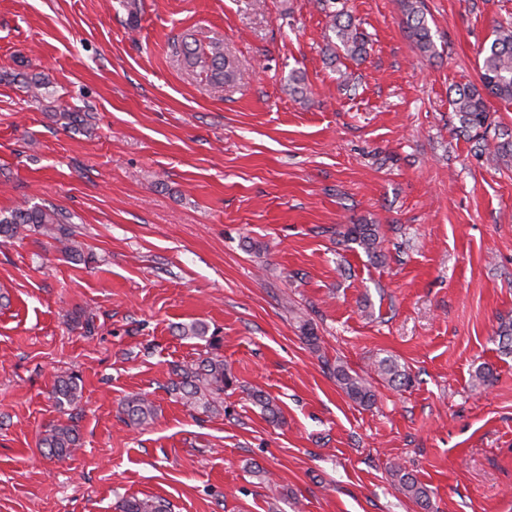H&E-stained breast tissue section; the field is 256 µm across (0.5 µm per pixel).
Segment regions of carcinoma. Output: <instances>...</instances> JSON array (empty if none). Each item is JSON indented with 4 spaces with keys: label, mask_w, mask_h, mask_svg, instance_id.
Here are the masks:
<instances>
[{
    "label": "carcinoma",
    "mask_w": 512,
    "mask_h": 512,
    "mask_svg": "<svg viewBox=\"0 0 512 512\" xmlns=\"http://www.w3.org/2000/svg\"><path fill=\"white\" fill-rule=\"evenodd\" d=\"M329 8V28L337 40V47L345 55L355 58L365 52L366 42L359 28L350 15L333 8V0H322ZM406 24L419 50L429 56L436 55L422 0H403ZM183 55L191 63L210 71L212 78L220 83L232 82L237 77L234 60L224 51V44L216 41L202 48L189 43L183 45ZM496 97L505 102H512V25L498 24L493 31V39L482 50L480 66V85L468 86L455 92L451 104L457 112L462 128L474 132L473 150L479 155L485 154V138L480 130L488 126L486 97ZM69 216L62 210L45 204L24 205L6 214L0 213V237L15 238L29 231H39L54 240L60 252L71 256H81L72 240L73 233L68 227ZM344 237L357 245L369 258L381 256L379 225L351 224ZM182 335L197 338L209 344L216 342V337L208 335V327L202 322H193L182 327ZM172 373L177 380L172 382V390L180 395L183 403L191 408L205 411L215 409L222 403L224 388L233 383V377L224 363V357L213 354L191 362L176 363ZM374 373L391 384L404 385L409 377L398 363L390 358L375 362ZM336 381L346 396L353 402L371 407L376 403L377 395L372 382L358 373H350L344 366L335 370ZM54 398L60 408L74 406L81 399L79 376L70 373L60 377L54 386ZM254 401L263 409L268 418L279 420L280 409L276 402L261 394H253ZM124 413L129 420L142 424L152 419L155 408L151 400L144 395L131 397L125 404ZM41 446L48 449L54 457L66 458L80 446V436L71 424H51L44 431ZM399 485L404 494L420 506L430 507L427 489L416 477L398 466L394 469ZM121 512H167V505L156 498H130L124 500Z\"/></svg>",
    "instance_id": "carcinoma-1"
}]
</instances>
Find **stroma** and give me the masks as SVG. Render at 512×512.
<instances>
[{
  "label": "stroma",
  "mask_w": 512,
  "mask_h": 512,
  "mask_svg": "<svg viewBox=\"0 0 512 512\" xmlns=\"http://www.w3.org/2000/svg\"><path fill=\"white\" fill-rule=\"evenodd\" d=\"M127 2L0 0V211L62 209L81 252L0 237V512H423L398 465L437 512H512V154H475L450 104L512 0H425L432 58L401 0H343L361 62L330 61L317 0ZM186 38L223 41L237 80L175 55ZM350 224L378 225L381 261ZM195 321L233 375L211 411L170 390L209 351ZM383 357L412 383L362 407L334 369ZM58 421L80 434L61 460L39 448ZM79 376L70 373L60 377L54 386V398L56 405L64 409V405L74 406L81 399ZM124 413L129 420L142 424L152 420L155 408L152 401L145 395H136L126 402ZM394 473L404 494L423 508L428 509L430 507L428 491L416 477L401 466H397Z\"/></svg>",
  "instance_id": "1"
}]
</instances>
